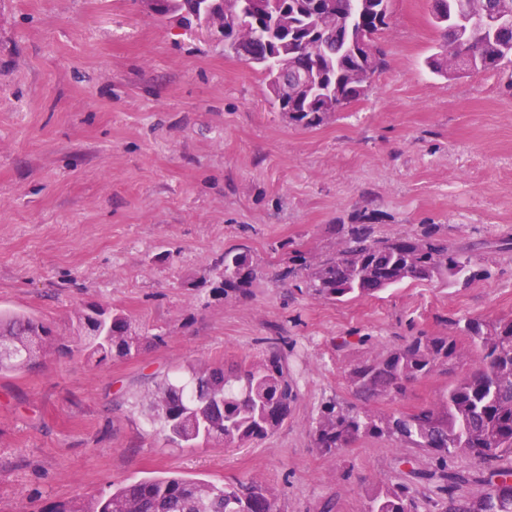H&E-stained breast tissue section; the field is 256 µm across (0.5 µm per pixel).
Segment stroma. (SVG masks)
<instances>
[{"label": "stroma", "instance_id": "obj_1", "mask_svg": "<svg viewBox=\"0 0 512 512\" xmlns=\"http://www.w3.org/2000/svg\"><path fill=\"white\" fill-rule=\"evenodd\" d=\"M378 39L386 68L368 96L302 129L269 102L263 75L142 0H0V310L73 333L80 309L129 315L147 338L100 364L53 352L0 372V512H47L177 471L254 477L283 512H363L368 486L397 479L401 448L313 446L345 372L451 318L512 315V68L446 79L425 64L439 36L427 0H391ZM370 213L381 233L441 225L481 244L485 276L402 284L330 304L276 276L282 240L320 254ZM246 246L261 276L249 298L213 297L215 261ZM299 384L287 422L244 448L165 446L140 397L202 361L248 362L272 342Z\"/></svg>", "mask_w": 512, "mask_h": 512}]
</instances>
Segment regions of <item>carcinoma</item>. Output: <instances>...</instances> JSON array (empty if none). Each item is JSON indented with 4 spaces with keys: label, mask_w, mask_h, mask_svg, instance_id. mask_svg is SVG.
Listing matches in <instances>:
<instances>
[{
    "label": "carcinoma",
    "mask_w": 512,
    "mask_h": 512,
    "mask_svg": "<svg viewBox=\"0 0 512 512\" xmlns=\"http://www.w3.org/2000/svg\"><path fill=\"white\" fill-rule=\"evenodd\" d=\"M199 13L224 17V55L258 68L272 86L304 76L307 93L271 100L288 122L310 129L329 116L328 101L341 111L365 96L367 75L383 70L382 53L366 46L390 28L389 0H197ZM512 14V0H430L431 22L439 33L437 51L426 58L434 75L498 70L512 64V27L486 28L483 17ZM277 277L319 301L343 303L377 297L406 282H445L478 278L481 257L475 245L448 241L438 224H423L411 234L386 236L370 217L344 224L336 249L315 256L291 242L275 249ZM210 293L247 296L258 280L249 251H224ZM77 333L58 336L41 319L0 313V344L17 350L0 359V371L20 370L32 359L75 343L98 363L133 355L144 336L130 317L95 304L76 313ZM456 330L479 351L478 364L448 385L434 401L412 410H378L372 404L406 394L409 385L448 370L466 358L456 336L420 331L404 343L385 347L345 373L355 398L322 403L311 422L314 446L334 458L360 441L385 438L413 448L436 462L422 469L401 457L404 478L384 481L365 496L363 512H512V466L496 462L512 456V315L454 321ZM299 397L288 356L277 346L236 369L217 362L193 368L189 375L166 376L143 397L148 421L165 445L194 448L210 442L241 447L259 443L288 420ZM466 456L487 466L475 497L459 495L469 481L448 468V460ZM426 481L433 495L420 498L414 486ZM51 512H280L277 494L257 479L222 484L177 474L114 483L96 497L53 506Z\"/></svg>",
    "instance_id": "obj_1"
}]
</instances>
